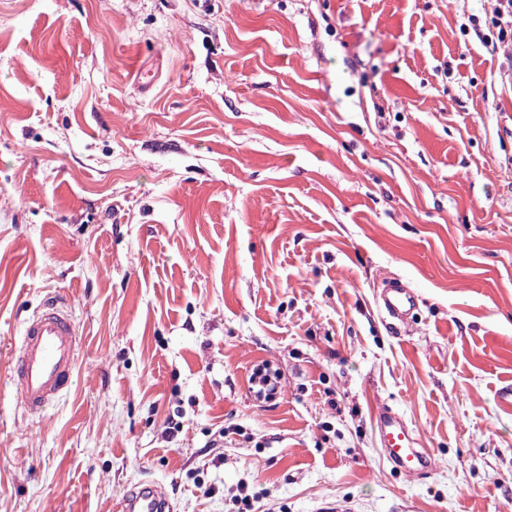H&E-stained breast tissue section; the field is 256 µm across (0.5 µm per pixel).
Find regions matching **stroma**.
Segmentation results:
<instances>
[{
  "instance_id": "obj_1",
  "label": "stroma",
  "mask_w": 512,
  "mask_h": 512,
  "mask_svg": "<svg viewBox=\"0 0 512 512\" xmlns=\"http://www.w3.org/2000/svg\"><path fill=\"white\" fill-rule=\"evenodd\" d=\"M490 7L0 0V512L140 481L174 512L242 485L256 512H512V84L459 31ZM50 297L81 359L27 414L12 347ZM382 404L429 474L386 461ZM379 309L399 328L413 322L418 307L416 293L400 278H389L376 294ZM249 382L256 393L273 398L280 389V373L269 363L262 362L252 369Z\"/></svg>"
}]
</instances>
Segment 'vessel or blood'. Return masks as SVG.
<instances>
[{
  "label": "vessel or blood",
  "instance_id": "1",
  "mask_svg": "<svg viewBox=\"0 0 512 512\" xmlns=\"http://www.w3.org/2000/svg\"><path fill=\"white\" fill-rule=\"evenodd\" d=\"M376 300L394 326L409 325L416 316L417 295L401 279H388ZM79 336L71 310L60 299L45 301L25 320L11 362V395L17 406L39 414L70 391L78 363ZM374 422L382 453L394 469L410 476L431 470L428 451L421 448L414 431L398 412L380 406ZM118 512H173V504L162 485L140 483L125 493Z\"/></svg>",
  "mask_w": 512,
  "mask_h": 512
}]
</instances>
